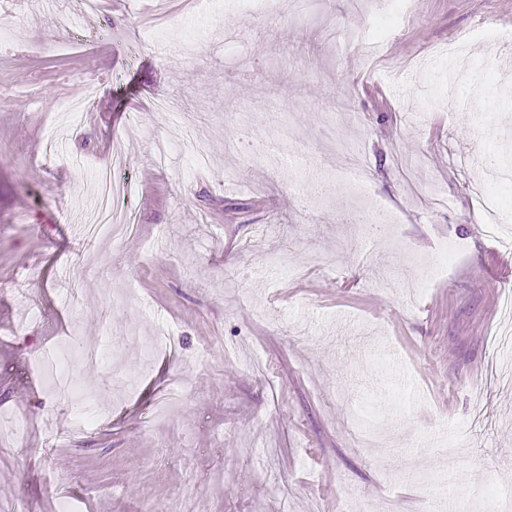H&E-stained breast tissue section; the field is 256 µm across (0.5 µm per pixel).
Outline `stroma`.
<instances>
[{
  "instance_id": "stroma-1",
  "label": "stroma",
  "mask_w": 512,
  "mask_h": 512,
  "mask_svg": "<svg viewBox=\"0 0 512 512\" xmlns=\"http://www.w3.org/2000/svg\"><path fill=\"white\" fill-rule=\"evenodd\" d=\"M13 9L0 512H498L512 490V351L496 341L512 290V0H309L296 16L99 0L71 32L69 0ZM388 21L361 72L358 40ZM89 92L79 121L60 117ZM189 124L207 167L178 152L156 165L155 141ZM118 150L137 215L121 245L82 222L96 195L83 170ZM483 192L501 200L500 236L478 222ZM445 239L466 246L421 286ZM105 343L114 360L72 367L87 428L53 363ZM426 472L446 493L434 511Z\"/></svg>"
}]
</instances>
